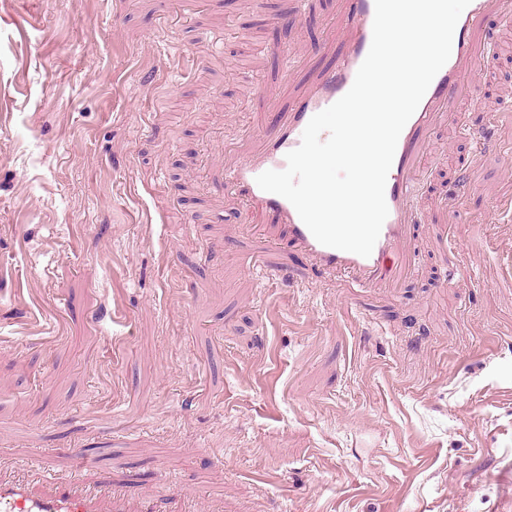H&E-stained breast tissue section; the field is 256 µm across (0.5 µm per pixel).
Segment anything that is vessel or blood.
Wrapping results in <instances>:
<instances>
[{"instance_id": "obj_1", "label": "vessel or blood", "mask_w": 512, "mask_h": 512, "mask_svg": "<svg viewBox=\"0 0 512 512\" xmlns=\"http://www.w3.org/2000/svg\"><path fill=\"white\" fill-rule=\"evenodd\" d=\"M503 6V0H471L461 14L449 60L400 134L385 189L389 214L370 256L320 244L293 205L262 190L256 178L267 170L284 169L286 154L299 146L312 116L332 105L352 86L371 45L374 0H346L344 22L348 38L339 61L317 77L281 120L265 132L264 151L243 157L226 174L225 190L242 195L251 214L274 216L278 236L298 247L325 273L344 275L355 288H383L400 281L415 265L412 244L418 217L413 202L428 159V147L441 128L462 124L461 108L473 95L469 77L488 55L482 21ZM0 512H129V503L109 489L78 491L57 485L35 489L23 482L0 479Z\"/></svg>"}]
</instances>
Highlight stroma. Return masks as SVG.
Segmentation results:
<instances>
[{
    "mask_svg": "<svg viewBox=\"0 0 512 512\" xmlns=\"http://www.w3.org/2000/svg\"><path fill=\"white\" fill-rule=\"evenodd\" d=\"M343 14L0 0V478L168 512L512 501V8L467 130L430 144L399 285L349 288L219 185L335 63Z\"/></svg>",
    "mask_w": 512,
    "mask_h": 512,
    "instance_id": "obj_1",
    "label": "stroma"
}]
</instances>
